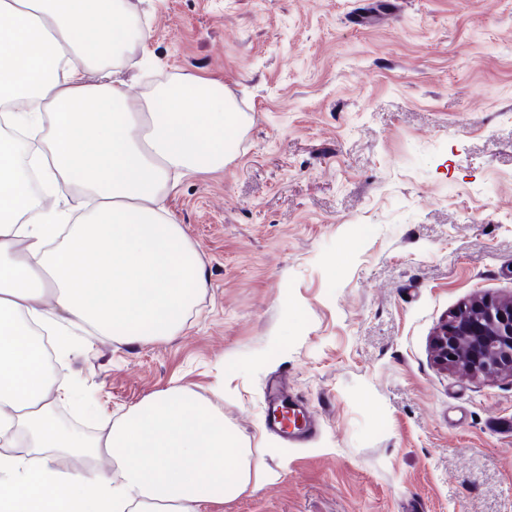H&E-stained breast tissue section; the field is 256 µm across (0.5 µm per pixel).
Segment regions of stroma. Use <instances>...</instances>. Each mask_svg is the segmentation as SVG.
<instances>
[{"instance_id": "stroma-1", "label": "stroma", "mask_w": 512, "mask_h": 512, "mask_svg": "<svg viewBox=\"0 0 512 512\" xmlns=\"http://www.w3.org/2000/svg\"><path fill=\"white\" fill-rule=\"evenodd\" d=\"M148 25L119 74L223 83L246 124L168 207L207 285L183 329L92 336L60 404L101 432L174 386L216 406L278 479L209 512H512V376L442 369L430 342L512 295V0H127ZM320 428L284 447L264 384Z\"/></svg>"}]
</instances>
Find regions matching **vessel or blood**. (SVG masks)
<instances>
[{
  "instance_id": "b4317fda",
  "label": "vessel or blood",
  "mask_w": 512,
  "mask_h": 512,
  "mask_svg": "<svg viewBox=\"0 0 512 512\" xmlns=\"http://www.w3.org/2000/svg\"><path fill=\"white\" fill-rule=\"evenodd\" d=\"M266 425L290 445H299L315 432L313 415L304 405L290 403L288 385L284 379H269L266 385Z\"/></svg>"
}]
</instances>
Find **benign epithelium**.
Wrapping results in <instances>:
<instances>
[{"label": "benign epithelium", "instance_id": "7a95c632", "mask_svg": "<svg viewBox=\"0 0 512 512\" xmlns=\"http://www.w3.org/2000/svg\"><path fill=\"white\" fill-rule=\"evenodd\" d=\"M434 361L474 376L512 375V296H478L445 320L432 341Z\"/></svg>", "mask_w": 512, "mask_h": 512}]
</instances>
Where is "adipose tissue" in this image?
<instances>
[{"instance_id":"1","label":"adipose tissue","mask_w":512,"mask_h":512,"mask_svg":"<svg viewBox=\"0 0 512 512\" xmlns=\"http://www.w3.org/2000/svg\"><path fill=\"white\" fill-rule=\"evenodd\" d=\"M148 34L125 0H0V512H207L267 473L212 401L177 386L100 435L63 426L76 390L44 364L75 330L169 336L207 284L164 204L223 169L237 131L224 87L192 74L133 95L103 71Z\"/></svg>"}]
</instances>
